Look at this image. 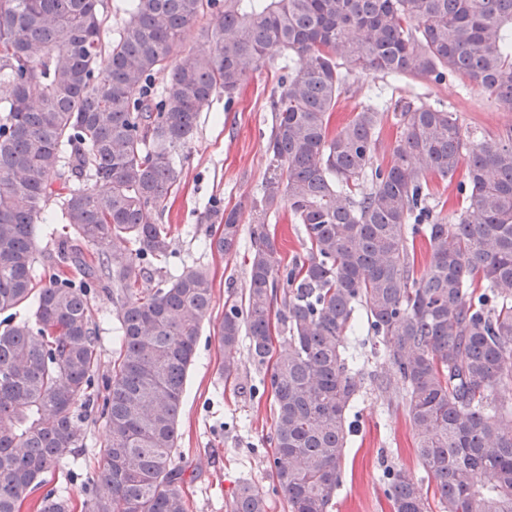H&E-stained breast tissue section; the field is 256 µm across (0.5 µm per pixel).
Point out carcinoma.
Segmentation results:
<instances>
[{
    "mask_svg": "<svg viewBox=\"0 0 512 512\" xmlns=\"http://www.w3.org/2000/svg\"><path fill=\"white\" fill-rule=\"evenodd\" d=\"M125 13L106 42L103 0H0V512L42 488L36 512H73L70 493L47 485L69 464L91 467V417L106 449L83 512H188L178 420L212 281L185 266L152 292L135 285L170 255L155 215L202 107L221 93L231 103L276 55L301 65L271 102L246 305L224 306L218 332L224 383L252 392L235 358L245 340L270 391L275 489L290 512L332 506L365 388L346 345L362 309L381 345L372 381L403 394L439 512H512V130L472 144L456 113L403 99L385 163L377 108L329 130L347 66L459 75L512 112V0H127ZM205 17L208 48L184 49ZM429 174L464 194L449 221L428 205ZM283 195L306 244L286 264L266 223ZM50 204L64 226L43 254ZM212 214L224 230L206 247L229 255L237 213ZM94 294L118 323L101 386ZM382 480L393 512L430 509L423 480L396 468ZM268 508L248 481L224 503ZM83 428L86 433V448L95 455V458H100L104 450L106 439L104 422L102 420L97 422L89 420Z\"/></svg>",
    "mask_w": 512,
    "mask_h": 512,
    "instance_id": "cac0c4a2",
    "label": "carcinoma"
}]
</instances>
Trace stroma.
<instances>
[{"label": "stroma", "instance_id": "35a3bbf8", "mask_svg": "<svg viewBox=\"0 0 512 512\" xmlns=\"http://www.w3.org/2000/svg\"><path fill=\"white\" fill-rule=\"evenodd\" d=\"M298 64V59L275 56L248 78L233 101L219 95L203 107L197 133L183 152L180 187L158 218L159 223L171 227L169 269L198 265L208 269L213 280L212 309L197 341L178 422L179 462L195 475L189 485V512H224L225 499L244 479L267 492L269 512H289L266 474L270 401L261 394L251 399L236 396L225 388L220 376L224 351L217 333L225 301L241 303L246 299L255 227L253 205L260 197L268 164L270 98L285 66ZM404 98L456 113L472 143L512 128V112L497 110L488 94L464 78L452 77L436 85L424 79L395 80L354 68L349 71L330 127L339 129L362 106L378 102L384 119L376 159L386 161L395 141L397 105ZM215 198L223 208L236 210L241 228V246L228 256L203 247L211 232L209 209ZM267 222L277 230L282 261L303 253V227L287 201H280ZM357 411L342 484L331 512H392L381 480L384 467L406 469L419 479L424 476L407 410L400 395L383 394L370 383Z\"/></svg>", "mask_w": 512, "mask_h": 512}]
</instances>
